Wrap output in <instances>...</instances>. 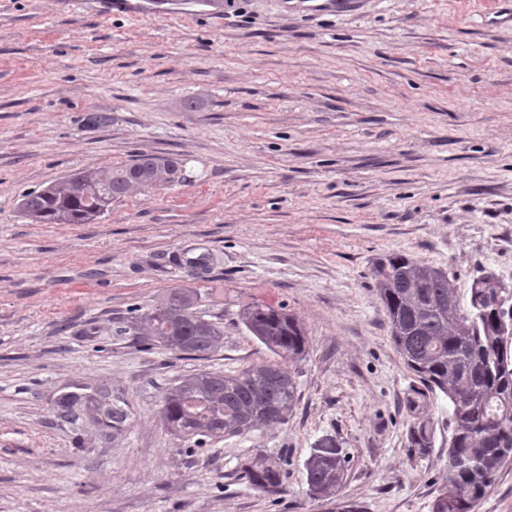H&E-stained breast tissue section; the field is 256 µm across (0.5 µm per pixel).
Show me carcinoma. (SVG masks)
I'll return each instance as SVG.
<instances>
[{"label":"carcinoma","mask_w":512,"mask_h":512,"mask_svg":"<svg viewBox=\"0 0 512 512\" xmlns=\"http://www.w3.org/2000/svg\"><path fill=\"white\" fill-rule=\"evenodd\" d=\"M175 173L171 159L140 155L119 166L71 172L22 196L18 210L37 224H89L112 200L170 183ZM373 276L393 343L419 382L410 402L409 447L433 446L424 416L427 396L446 400L453 423L448 480L431 512H475L500 470L512 463V289L487 272L464 302L448 272L400 253L382 259ZM196 306L194 291L176 290L154 310L131 318L128 330L144 346L205 357L224 346V332ZM239 320L277 359L235 374L201 371L179 378L164 397L161 419L183 441L197 444L284 424L293 413L297 386L290 364L305 354L302 325L285 307L266 304L245 307ZM91 411L101 422L112 419L115 432L127 417L102 403ZM242 471L263 492L283 486L280 467L263 454L248 458ZM306 471L315 495L332 492L343 478L342 462L334 457L314 459Z\"/></svg>","instance_id":"cac0c4a2"}]
</instances>
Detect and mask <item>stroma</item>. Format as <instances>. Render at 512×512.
<instances>
[{
	"label": "stroma",
	"mask_w": 512,
	"mask_h": 512,
	"mask_svg": "<svg viewBox=\"0 0 512 512\" xmlns=\"http://www.w3.org/2000/svg\"><path fill=\"white\" fill-rule=\"evenodd\" d=\"M101 2L75 15L0 0V512H429L448 405L426 409L433 447H409L411 378L373 270L396 252L463 296L486 272L512 287V0H238L211 23ZM143 154L174 158V181L93 223L17 210L72 171ZM181 288L223 329L218 352L126 334ZM253 303L287 305L306 330L295 409L187 452L163 396L181 375L271 359L238 318ZM103 385L128 413L120 432L83 404L58 410ZM327 439L344 477L315 497L306 463ZM258 450L282 492L242 479Z\"/></svg>",
	"instance_id": "1"
}]
</instances>
